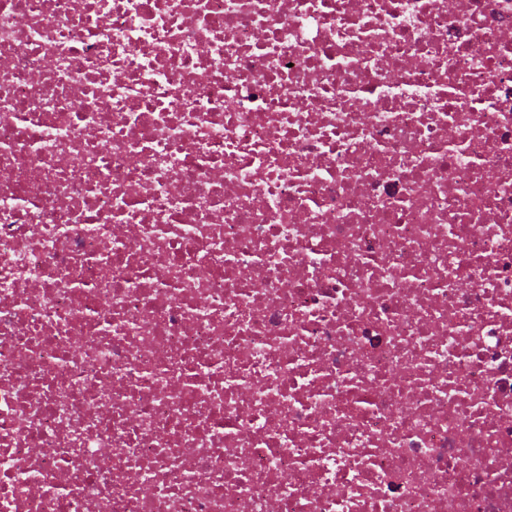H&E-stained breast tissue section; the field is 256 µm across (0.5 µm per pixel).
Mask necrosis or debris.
Here are the masks:
<instances>
[{
  "instance_id": "obj_1",
  "label": "necrosis or debris",
  "mask_w": 512,
  "mask_h": 512,
  "mask_svg": "<svg viewBox=\"0 0 512 512\" xmlns=\"http://www.w3.org/2000/svg\"><path fill=\"white\" fill-rule=\"evenodd\" d=\"M0 512H512V0H0Z\"/></svg>"
}]
</instances>
